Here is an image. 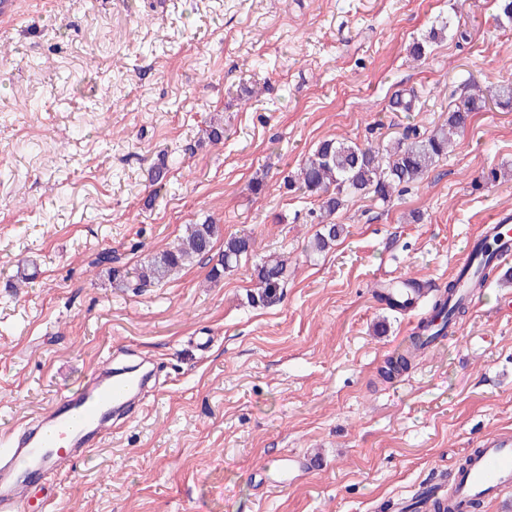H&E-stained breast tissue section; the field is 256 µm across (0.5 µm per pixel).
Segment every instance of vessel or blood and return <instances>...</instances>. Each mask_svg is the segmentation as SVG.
Returning <instances> with one entry per match:
<instances>
[{"instance_id":"1","label":"vessel or blood","mask_w":512,"mask_h":512,"mask_svg":"<svg viewBox=\"0 0 512 512\" xmlns=\"http://www.w3.org/2000/svg\"><path fill=\"white\" fill-rule=\"evenodd\" d=\"M507 221L499 213L493 224L484 227L485 232L501 234L496 254L500 263L512 261V229ZM146 380L136 368L99 369L40 413L38 429L14 441L0 459V512H25L31 483L68 465L90 441L101 440L113 411L137 399ZM466 456L465 470L455 473L448 489L457 512H467L473 500L495 501L512 490L511 433L485 436Z\"/></svg>"}]
</instances>
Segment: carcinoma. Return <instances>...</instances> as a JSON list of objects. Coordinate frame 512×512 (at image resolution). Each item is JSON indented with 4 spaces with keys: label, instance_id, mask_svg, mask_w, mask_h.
Masks as SVG:
<instances>
[{
    "label": "carcinoma",
    "instance_id": "cac0c4a2",
    "mask_svg": "<svg viewBox=\"0 0 512 512\" xmlns=\"http://www.w3.org/2000/svg\"><path fill=\"white\" fill-rule=\"evenodd\" d=\"M450 29L451 21L441 22L430 30L428 37L412 44L410 55L422 59L427 44L445 38ZM488 98L502 109H512V83L496 85L489 92L478 87L449 107L448 118L441 125L423 133L414 130L382 146L362 147L345 139L320 142L299 168L284 178L286 189L317 198L316 219L321 230L315 235L312 248L321 252L343 234L344 225L336 223L334 215L350 201L373 197L388 202L394 194L420 181L440 160L448 158L454 147V135L464 129L469 114L484 107ZM419 103L420 96L413 89L398 90L391 99V107L398 112H414ZM220 236V225L209 219L188 224L184 236L172 247L147 256L130 271L111 268L109 273L118 288L159 285L194 259L209 255ZM253 251V239L246 233L224 240V250L206 282L219 281L224 271L237 267L240 259ZM287 267L288 259L279 255H268L256 264V291L250 294L253 304L268 306L279 300L288 278ZM495 269L494 254L475 246L466 267L448 282L442 293L431 298L428 323L410 337L404 353L387 362L385 373L392 376L406 369L413 354L445 335L448 325L456 323L467 311L462 289L474 283L484 285Z\"/></svg>",
    "mask_w": 512,
    "mask_h": 512
}]
</instances>
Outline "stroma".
<instances>
[{
  "mask_svg": "<svg viewBox=\"0 0 512 512\" xmlns=\"http://www.w3.org/2000/svg\"><path fill=\"white\" fill-rule=\"evenodd\" d=\"M448 17L467 40L413 60ZM475 82H512L495 0H16L0 15V451L104 361L154 382L31 487L28 512H383L512 433V278L491 276L403 376L377 374L426 311H392L381 288L444 287L512 212V180L490 178L512 169V110L486 103L422 182L338 211L323 252L308 250L316 198L282 187L320 141L433 128ZM403 87L422 111L391 109ZM213 117L226 136L201 142ZM261 175L268 193L250 194ZM207 218L255 241L221 281L206 276L223 240L163 285L111 287L109 267ZM274 253L281 299L254 305V264Z\"/></svg>",
  "mask_w": 512,
  "mask_h": 512,
  "instance_id": "35a3bbf8",
  "label": "stroma"
}]
</instances>
